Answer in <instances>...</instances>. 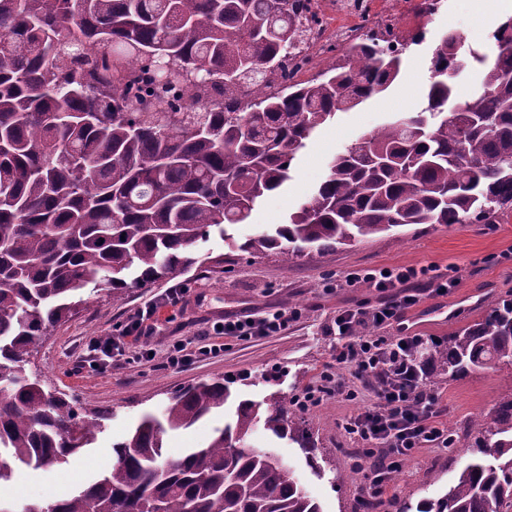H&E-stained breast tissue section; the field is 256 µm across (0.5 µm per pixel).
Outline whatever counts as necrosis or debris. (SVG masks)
I'll list each match as a JSON object with an SVG mask.
<instances>
[{"instance_id":"necrosis-or-debris-1","label":"necrosis or debris","mask_w":512,"mask_h":512,"mask_svg":"<svg viewBox=\"0 0 512 512\" xmlns=\"http://www.w3.org/2000/svg\"><path fill=\"white\" fill-rule=\"evenodd\" d=\"M309 25L297 56L289 58L269 91L316 77L330 48L369 39L397 54L423 43L433 15L443 11V0H303Z\"/></svg>"}]
</instances>
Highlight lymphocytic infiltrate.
<instances>
[{"mask_svg":"<svg viewBox=\"0 0 512 512\" xmlns=\"http://www.w3.org/2000/svg\"><path fill=\"white\" fill-rule=\"evenodd\" d=\"M425 274V269L414 266L347 273L344 285L370 283L380 298L368 308L348 307L337 312L330 329L337 338L332 360L323 365L302 394L301 403L308 407L335 394L353 399L372 392L371 405L341 423L344 432L358 444L356 469L368 498L380 496L390 474L414 459L421 449L448 445V429L439 420V400L426 388L429 365L412 356L413 349L423 344V336L383 334L384 328L402 323L407 310L419 302L422 283H429L439 295L447 294L455 285L454 280L442 275L426 280ZM189 292L187 285L179 283L170 288L164 303H145L118 335L85 343L80 363L122 367L156 360L150 342L158 328L159 310L164 305L177 307ZM292 320L283 309L260 315H228L220 324L169 345L160 362L165 368H185L232 346L283 335ZM368 323L379 328V335L362 333V326Z\"/></svg>","mask_w":512,"mask_h":512,"instance_id":"obj_1","label":"lymphocytic infiltrate"}]
</instances>
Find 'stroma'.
I'll return each instance as SVG.
<instances>
[{
	"label": "stroma",
	"mask_w": 512,
	"mask_h": 512,
	"mask_svg": "<svg viewBox=\"0 0 512 512\" xmlns=\"http://www.w3.org/2000/svg\"><path fill=\"white\" fill-rule=\"evenodd\" d=\"M448 2V12L430 22L428 41L411 46L404 55L397 82L360 106L338 112L332 122L320 128L294 161L288 183L266 195L247 223L228 226L223 234L211 232L207 240L197 243L194 251L204 263L181 277L192 297L171 322L161 324L153 348L163 352L168 343L205 329L207 322L245 310L258 313L285 307L297 311L287 334L238 345L184 369L148 365L79 372L74 364L77 345L114 334L145 301L161 298L167 286L159 283L131 288L118 300L109 299L103 290H85V303L78 315L51 329L31 356L28 369L47 384L76 396L87 408L103 411L104 430L91 448L62 468L16 469L13 480L0 486V503L8 505L11 512H23L27 505H47L88 483L112 466L113 444L123 441L143 414H162L173 392L196 382L224 379L231 396L222 412L190 428L167 431L164 440L169 453L205 442L223 427L226 417L233 415L239 401L262 402L276 392L295 395L313 381L325 362L331 361L336 339L327 328L337 311L367 308L379 298L377 289L365 282L336 287V280L349 271L415 266L458 278V285L447 295L427 293L416 307L420 320L409 325L410 332L440 343L484 318L498 301L512 298V209L496 224H410L291 263L275 255H249L228 247L229 241L242 242L270 225L284 223L322 180L328 161L356 136L390 117L405 116L424 106L429 60L447 30L458 31L466 46L479 51L490 43L493 31L483 23L476 0ZM427 386L439 397L443 425L462 436L473 420L487 416L501 399L512 395V370L476 371L452 381L436 366ZM372 401L369 393L354 400L332 396L305 409L316 446L315 465L307 464L297 444L277 439L260 427L247 444L272 450L288 462L321 512H353L361 496V476L355 473L353 460L345 451L340 423ZM461 463V449H424L404 464L383 498L401 500L410 512H416L423 501L447 492ZM339 471L350 473V480L336 482L334 476Z\"/></svg>",
	"instance_id": "35a3bbf8"
}]
</instances>
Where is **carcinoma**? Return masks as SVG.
Returning <instances> with one entry per match:
<instances>
[{
  "label": "carcinoma",
  "instance_id": "cac0c4a2",
  "mask_svg": "<svg viewBox=\"0 0 512 512\" xmlns=\"http://www.w3.org/2000/svg\"><path fill=\"white\" fill-rule=\"evenodd\" d=\"M297 0H0V485L18 466L60 468L105 416L26 375L47 330L79 313L74 294L112 299L182 276L211 228L242 224L282 187L311 134L386 91L401 58L374 42L332 49L317 79L254 93L297 47ZM483 54L450 31L435 47L426 105L344 148L285 224L237 245L291 262L410 224H493L512 206V37ZM496 58L481 90L447 110V71ZM241 108L224 111V101ZM413 355L448 379L512 367V298L443 345ZM231 395L222 381L172 394L113 445L85 487L27 512H321L257 426L315 458L286 395L238 403L217 435L177 456L189 428ZM471 460L418 512H512V396L472 422Z\"/></svg>",
  "mask_w": 512,
  "mask_h": 512
}]
</instances>
